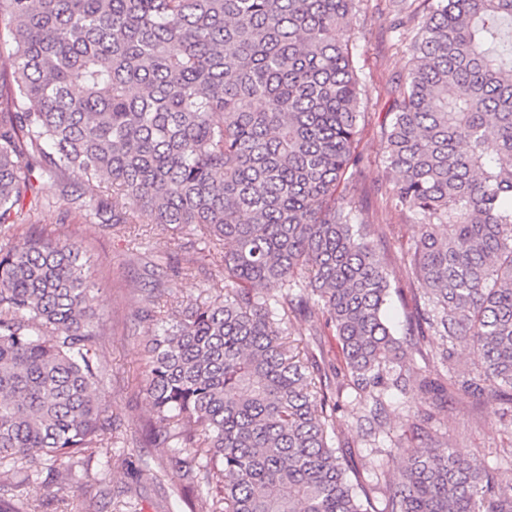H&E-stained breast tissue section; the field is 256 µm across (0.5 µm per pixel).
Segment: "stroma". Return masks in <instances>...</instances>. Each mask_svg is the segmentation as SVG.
Wrapping results in <instances>:
<instances>
[{"instance_id": "obj_1", "label": "stroma", "mask_w": 512, "mask_h": 512, "mask_svg": "<svg viewBox=\"0 0 512 512\" xmlns=\"http://www.w3.org/2000/svg\"><path fill=\"white\" fill-rule=\"evenodd\" d=\"M418 32L411 24H399L393 0H361L352 34V51L365 96L357 140V152L364 159L360 189L348 194L357 215L369 228H381L384 238L378 243L391 267L401 268L402 255L417 237L416 224L392 211L372 189L393 180L395 174L384 163L385 137L380 118L387 109L392 86L403 74L410 46ZM44 192L53 197L51 207L43 209L35 225L23 224L11 231L12 238L31 231L81 241L85 274L93 289L92 304L101 315L104 334L103 360L107 375L99 395L106 414L122 433L133 434L144 424L150 409L144 386V344L150 326L139 318L145 291H153L154 303L162 311L184 308L202 296L212 280L224 277L222 268L180 264L170 269L164 255H184L195 237L191 230H165L159 225L138 220L134 224L111 227L83 222L59 223L64 207L52 183ZM425 394L395 395L387 411L383 432L375 442L354 438L347 450L351 467L370 474L373 466L386 459L392 439L401 438L411 446L422 445L428 433L444 434L448 445L461 456L477 455L495 463L499 449L512 443V402L475 404L458 396L448 401L437 421L415 428V415ZM156 448L115 447L109 456L92 455L88 473L69 477L73 512H118L121 503H130L133 512H196L195 494L177 501L176 482L163 471Z\"/></svg>"}]
</instances>
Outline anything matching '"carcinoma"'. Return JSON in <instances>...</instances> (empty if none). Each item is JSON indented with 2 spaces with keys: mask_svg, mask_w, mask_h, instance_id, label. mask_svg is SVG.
<instances>
[{
  "mask_svg": "<svg viewBox=\"0 0 512 512\" xmlns=\"http://www.w3.org/2000/svg\"><path fill=\"white\" fill-rule=\"evenodd\" d=\"M357 2L0 0V227L32 222L47 180L73 224L202 234L184 261L223 285L166 314L148 298L140 319L155 326L141 436L206 488L203 512H512V482L435 435L395 440L405 466L370 479L335 448L349 389L346 435L382 425L395 390L432 395L426 421L460 392L512 397V0H399L418 35L379 191L420 227L405 280L336 204L361 161L364 91L337 38ZM393 292L413 303L404 340ZM296 318L333 336L332 376L290 344ZM98 320L80 244L0 243V512H35L43 469L115 444Z\"/></svg>",
  "mask_w": 512,
  "mask_h": 512,
  "instance_id": "carcinoma-1",
  "label": "carcinoma"
}]
</instances>
